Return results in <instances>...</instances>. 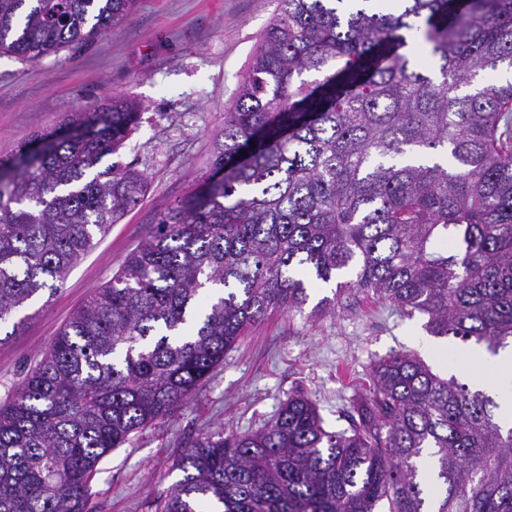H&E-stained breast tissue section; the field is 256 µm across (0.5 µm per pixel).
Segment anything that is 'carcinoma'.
I'll return each instance as SVG.
<instances>
[{
    "label": "carcinoma",
    "instance_id": "1",
    "mask_svg": "<svg viewBox=\"0 0 512 512\" xmlns=\"http://www.w3.org/2000/svg\"><path fill=\"white\" fill-rule=\"evenodd\" d=\"M279 0L210 172L162 212L0 404V512H88L101 459L185 404L224 354L310 288L370 291L434 336L512 343V0ZM136 0H0V55L91 41ZM469 90H464V87ZM142 105L0 160V325L139 204L104 164ZM256 147H251V144ZM330 430L297 393L257 430L198 438L158 512H512V426L415 354L371 368Z\"/></svg>",
    "mask_w": 512,
    "mask_h": 512
}]
</instances>
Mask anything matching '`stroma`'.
Wrapping results in <instances>:
<instances>
[{
  "label": "stroma",
  "instance_id": "35a3bbf8",
  "mask_svg": "<svg viewBox=\"0 0 512 512\" xmlns=\"http://www.w3.org/2000/svg\"><path fill=\"white\" fill-rule=\"evenodd\" d=\"M276 9L277 0H138L134 14L101 38L35 63L0 55L1 158L32 135L76 119L85 105L127 96L143 110L116 159L149 181L143 200L96 237L55 294L36 302V315L0 342V401L90 291L111 280L158 214L197 188L224 110ZM426 322L361 291L342 293L315 316L269 313L186 404L103 457L90 486V512H156L181 477L174 467L180 450L228 427L258 429L294 393L316 404L326 427L345 426L378 359L414 352L448 376L447 362L421 346Z\"/></svg>",
  "mask_w": 512,
  "mask_h": 512
}]
</instances>
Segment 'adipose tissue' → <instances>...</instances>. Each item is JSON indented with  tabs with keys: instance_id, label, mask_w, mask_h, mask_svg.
Masks as SVG:
<instances>
[{
	"instance_id": "ef3b65f1",
	"label": "adipose tissue",
	"mask_w": 512,
	"mask_h": 512,
	"mask_svg": "<svg viewBox=\"0 0 512 512\" xmlns=\"http://www.w3.org/2000/svg\"><path fill=\"white\" fill-rule=\"evenodd\" d=\"M437 354L449 358L472 384L493 387L500 414L512 422V345L493 356L476 345L452 350L441 348Z\"/></svg>"
}]
</instances>
